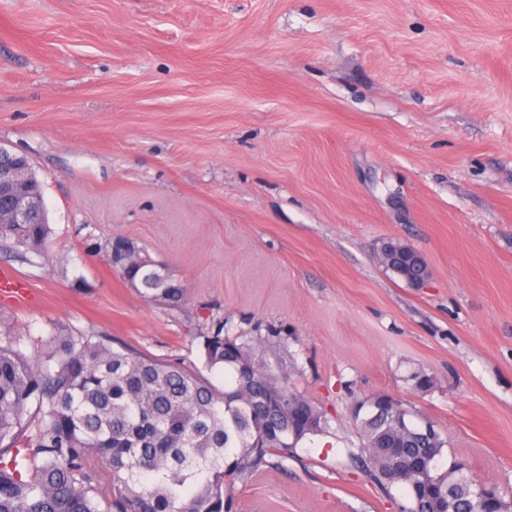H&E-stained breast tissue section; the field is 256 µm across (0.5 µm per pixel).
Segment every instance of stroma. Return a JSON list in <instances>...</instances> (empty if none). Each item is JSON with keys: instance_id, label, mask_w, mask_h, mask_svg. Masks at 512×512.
I'll use <instances>...</instances> for the list:
<instances>
[{"instance_id": "stroma-1", "label": "stroma", "mask_w": 512, "mask_h": 512, "mask_svg": "<svg viewBox=\"0 0 512 512\" xmlns=\"http://www.w3.org/2000/svg\"><path fill=\"white\" fill-rule=\"evenodd\" d=\"M0 143L52 228L36 263L0 251L26 287L0 333L194 370L215 318L298 336L290 385L330 432L236 481L239 512H398L348 456L376 394L512 497V0H0ZM117 236L182 306L89 253ZM390 239L424 256L423 287L382 265ZM119 255L122 258L128 256H134L138 262H145L149 265L158 266L149 260L146 256H141V250L131 240H126L121 244ZM138 262H131L121 269L115 270L126 282H128L134 288H141L144 296L156 303L166 305L169 307H179L185 301V288L181 286L173 278L169 268L163 267L164 270H160L157 267L142 266ZM167 269V270H166ZM155 273L162 277L167 278L166 282L161 283L155 278ZM166 284L176 286L178 288H165Z\"/></svg>"}]
</instances>
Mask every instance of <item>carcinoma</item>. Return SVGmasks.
Instances as JSON below:
<instances>
[{
    "mask_svg": "<svg viewBox=\"0 0 512 512\" xmlns=\"http://www.w3.org/2000/svg\"><path fill=\"white\" fill-rule=\"evenodd\" d=\"M45 214L0 223V250L46 256ZM116 273L152 302L185 301L166 269L133 261ZM196 339L204 369H224V386L107 336L0 335V512H235V481L282 467L300 443L328 433L326 413L288 386L297 337L261 323L234 336L215 319ZM406 381L422 393L434 387L423 369ZM410 418L385 394L355 400L352 463L386 495L403 489L401 512H492L474 492L448 493L459 462L443 460L447 437Z\"/></svg>",
    "mask_w": 512,
    "mask_h": 512,
    "instance_id": "cac0c4a2",
    "label": "carcinoma"
}]
</instances>
